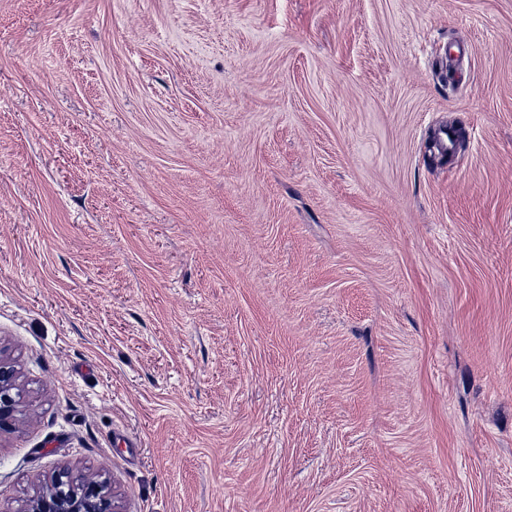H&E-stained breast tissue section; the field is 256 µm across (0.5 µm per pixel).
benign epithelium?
<instances>
[{
  "label": "benign epithelium",
  "instance_id": "7a95c632",
  "mask_svg": "<svg viewBox=\"0 0 512 512\" xmlns=\"http://www.w3.org/2000/svg\"><path fill=\"white\" fill-rule=\"evenodd\" d=\"M22 398L18 373L0 361V427L16 419ZM18 512H117L115 495L99 475H87L79 481L66 473L53 477Z\"/></svg>",
  "mask_w": 512,
  "mask_h": 512
}]
</instances>
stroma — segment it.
I'll return each mask as SVG.
<instances>
[{
  "label": "stroma",
  "mask_w": 512,
  "mask_h": 512,
  "mask_svg": "<svg viewBox=\"0 0 512 512\" xmlns=\"http://www.w3.org/2000/svg\"><path fill=\"white\" fill-rule=\"evenodd\" d=\"M0 358V512H512V0H0ZM18 373L12 365L0 360V427L16 419L22 411L18 389ZM115 499L108 482L99 475L74 481L61 473L27 499L18 512H116Z\"/></svg>",
  "instance_id": "1"
}]
</instances>
